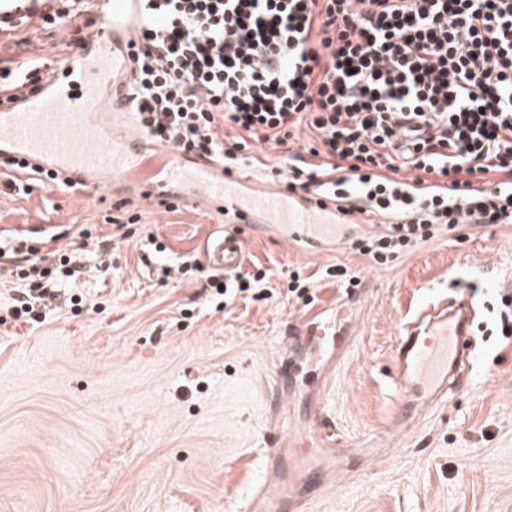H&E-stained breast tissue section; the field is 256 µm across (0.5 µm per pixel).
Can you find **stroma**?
<instances>
[{
	"label": "stroma",
	"instance_id": "stroma-1",
	"mask_svg": "<svg viewBox=\"0 0 512 512\" xmlns=\"http://www.w3.org/2000/svg\"><path fill=\"white\" fill-rule=\"evenodd\" d=\"M75 30H44L0 55L51 56ZM84 224L99 242L44 320L10 318L22 283L0 281V512H227L260 479L272 440L259 387L306 310L288 291L296 269L320 274L322 301L359 306L324 392L351 471L316 493L310 512H512V337L501 334L498 292L512 278V224L461 228L388 267L350 247L302 253L239 227L241 270L262 264L270 281L261 299L228 303L178 272L224 233L218 214L138 199L120 207L106 190L0 193L2 241ZM330 265L360 287L322 277ZM456 284L481 307L469 382L389 454L365 459L359 447L400 414L387 385L394 336L432 290Z\"/></svg>",
	"mask_w": 512,
	"mask_h": 512
}]
</instances>
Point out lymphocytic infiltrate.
I'll use <instances>...</instances> for the list:
<instances>
[{
  "label": "lymphocytic infiltrate",
  "mask_w": 512,
  "mask_h": 512,
  "mask_svg": "<svg viewBox=\"0 0 512 512\" xmlns=\"http://www.w3.org/2000/svg\"><path fill=\"white\" fill-rule=\"evenodd\" d=\"M0 0V37L28 42L91 0ZM132 114L152 140L240 170L252 144L289 152L271 166L289 190L361 200L389 220L358 240L376 265L462 225L512 223V0H143ZM50 59L0 58V104L38 89ZM234 129L224 142L219 127ZM409 177H401V170ZM26 254L14 318H37L80 271L71 254Z\"/></svg>",
  "instance_id": "1"
}]
</instances>
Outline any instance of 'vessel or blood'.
<instances>
[{"instance_id": "vessel-or-blood-1", "label": "vessel or blood", "mask_w": 512, "mask_h": 512, "mask_svg": "<svg viewBox=\"0 0 512 512\" xmlns=\"http://www.w3.org/2000/svg\"><path fill=\"white\" fill-rule=\"evenodd\" d=\"M142 0H96L95 26L83 50L65 55L38 90L0 106V162L26 161L60 172L96 190L127 186L145 201L164 199L217 211L229 224L254 228L306 250L317 238L345 246L380 235L357 205L306 192H289L278 181L235 173L207 157L149 142L129 122L131 65ZM245 241L218 235L204 246L212 267L237 269ZM476 305L438 292L405 322L391 353L389 387L402 405L401 422L415 424L424 408L446 404L466 382ZM355 334L352 305L310 308L291 325L290 356L278 362L279 380H292L295 361L316 364L315 376L298 393L278 392L270 415L274 442L263 454V477L236 512H307V479L325 482L347 467L336 424L322 408L332 362Z\"/></svg>"}]
</instances>
